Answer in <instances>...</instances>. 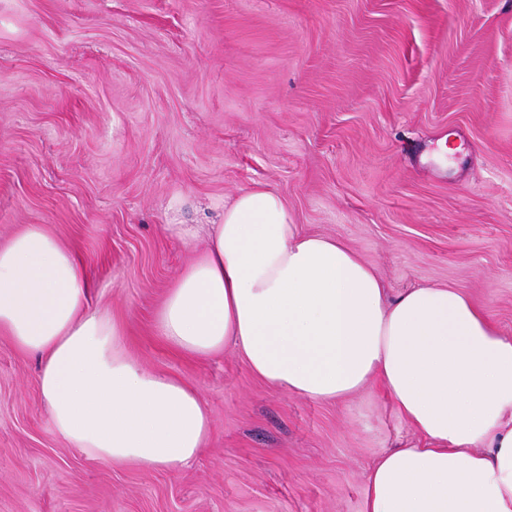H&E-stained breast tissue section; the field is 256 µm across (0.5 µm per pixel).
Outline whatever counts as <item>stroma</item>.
I'll list each match as a JSON object with an SVG mask.
<instances>
[{
	"mask_svg": "<svg viewBox=\"0 0 512 512\" xmlns=\"http://www.w3.org/2000/svg\"><path fill=\"white\" fill-rule=\"evenodd\" d=\"M448 134L463 151L423 163ZM257 185L390 296L450 284L512 336V0H0V239L46 224L75 247L131 356L212 421L175 472L91 459L0 336V512H359L411 437L378 387L296 398L153 331L194 256L167 225Z\"/></svg>",
	"mask_w": 512,
	"mask_h": 512,
	"instance_id": "1",
	"label": "stroma"
}]
</instances>
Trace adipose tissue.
<instances>
[{"label":"adipose tissue","mask_w":512,"mask_h":512,"mask_svg":"<svg viewBox=\"0 0 512 512\" xmlns=\"http://www.w3.org/2000/svg\"><path fill=\"white\" fill-rule=\"evenodd\" d=\"M154 331L198 358L233 348L258 379L312 401L379 384L414 440L378 456L360 512H512V336L449 285L389 297L343 241L294 224L278 193L256 186L225 205ZM0 335L39 357L53 431L87 456L175 471L204 450L199 392L134 361L49 225L0 241Z\"/></svg>","instance_id":"adipose-tissue-1"}]
</instances>
